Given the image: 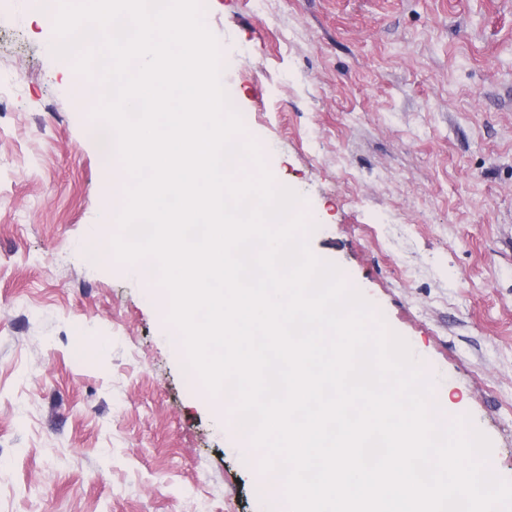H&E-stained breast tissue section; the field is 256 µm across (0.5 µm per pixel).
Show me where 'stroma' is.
Here are the masks:
<instances>
[{
	"label": "stroma",
	"mask_w": 512,
	"mask_h": 512,
	"mask_svg": "<svg viewBox=\"0 0 512 512\" xmlns=\"http://www.w3.org/2000/svg\"><path fill=\"white\" fill-rule=\"evenodd\" d=\"M312 253L512 481V0H201ZM40 0H0V512H279L164 316L84 242L110 204Z\"/></svg>",
	"instance_id": "35a3bbf8"
}]
</instances>
